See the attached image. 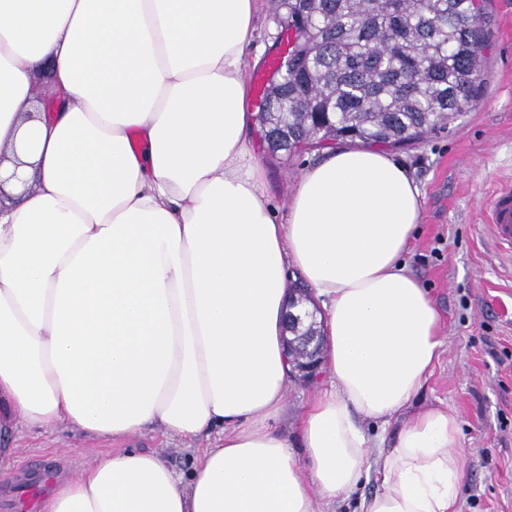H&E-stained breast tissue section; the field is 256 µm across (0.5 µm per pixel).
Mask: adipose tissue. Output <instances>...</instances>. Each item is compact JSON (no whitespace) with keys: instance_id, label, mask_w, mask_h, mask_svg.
<instances>
[{"instance_id":"adipose-tissue-1","label":"adipose tissue","mask_w":512,"mask_h":512,"mask_svg":"<svg viewBox=\"0 0 512 512\" xmlns=\"http://www.w3.org/2000/svg\"><path fill=\"white\" fill-rule=\"evenodd\" d=\"M256 0H0V150L33 182L0 204V479L19 427L128 439L219 430L189 475L103 454L39 512H321L362 480L370 439L418 396L443 317L405 256L420 191L391 154L339 147L279 219L253 149L246 49ZM48 72L67 99L39 111ZM300 277L329 389L301 417L306 462L272 422ZM451 409L419 410L379 455L360 512H455Z\"/></svg>"}]
</instances>
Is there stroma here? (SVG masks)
Segmentation results:
<instances>
[{"instance_id":"stroma-1","label":"stroma","mask_w":512,"mask_h":512,"mask_svg":"<svg viewBox=\"0 0 512 512\" xmlns=\"http://www.w3.org/2000/svg\"><path fill=\"white\" fill-rule=\"evenodd\" d=\"M491 33L488 63L475 104L450 129L422 143L393 149L422 197V220L406 256L408 270L427 288L444 318L443 345L419 404L453 409L460 421L465 481L457 512H512V251L491 239L488 207L512 183V0H486ZM287 35L274 0H258L255 34L247 49L250 72L264 69ZM254 150L265 156L268 190L279 216L317 150L272 156L252 132ZM331 382L292 379L288 411L279 424L297 458H304L297 416L303 404ZM400 427L365 422L373 448L356 492L337 500L334 512H356L361 497L374 494L381 448L391 447ZM217 433L187 441L149 429L127 440L89 439L67 426L15 437L11 478L0 483V512H15L14 498L45 470L69 477L94 457L126 448L160 455L175 471L212 447Z\"/></svg>"}]
</instances>
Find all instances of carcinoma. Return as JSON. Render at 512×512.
Wrapping results in <instances>:
<instances>
[{
  "mask_svg": "<svg viewBox=\"0 0 512 512\" xmlns=\"http://www.w3.org/2000/svg\"><path fill=\"white\" fill-rule=\"evenodd\" d=\"M295 38L258 121L273 153L316 141L402 148L477 97L484 0H277Z\"/></svg>",
  "mask_w": 512,
  "mask_h": 512,
  "instance_id": "obj_1",
  "label": "carcinoma"
}]
</instances>
